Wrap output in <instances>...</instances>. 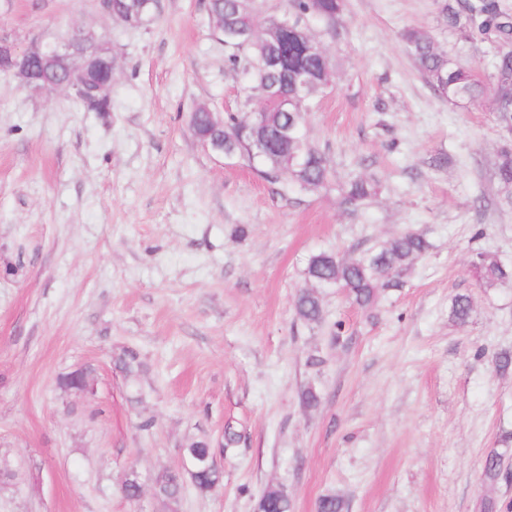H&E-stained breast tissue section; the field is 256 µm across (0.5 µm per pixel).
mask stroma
Listing matches in <instances>:
<instances>
[{
    "instance_id": "obj_1",
    "label": "stroma",
    "mask_w": 512,
    "mask_h": 512,
    "mask_svg": "<svg viewBox=\"0 0 512 512\" xmlns=\"http://www.w3.org/2000/svg\"><path fill=\"white\" fill-rule=\"evenodd\" d=\"M439 0H346L334 32L309 27L334 71L306 117L337 180L374 176L378 196L342 212L336 189L271 184L206 152L189 114L244 109L247 81L211 34L207 0H160L129 28L95 0H0L19 48L94 32L114 50L112 109L30 95L0 74V512H165L155 479L225 429L221 487L186 488L175 512H254L271 486L291 512L342 495L347 512H512V479L483 465L512 432V281L480 287L478 254L512 264V208L497 195L499 44L446 28ZM427 31L484 93L440 99L400 41ZM430 249L370 309L326 289L309 326L293 301L311 254L360 255L405 229ZM469 294L466 325L449 317ZM135 350L142 403L112 358ZM92 370L94 392L59 388ZM319 396L301 402L306 388ZM130 472L139 500L124 497Z\"/></svg>"
}]
</instances>
